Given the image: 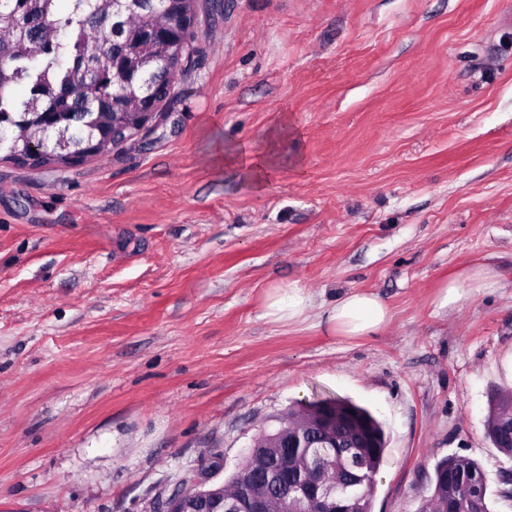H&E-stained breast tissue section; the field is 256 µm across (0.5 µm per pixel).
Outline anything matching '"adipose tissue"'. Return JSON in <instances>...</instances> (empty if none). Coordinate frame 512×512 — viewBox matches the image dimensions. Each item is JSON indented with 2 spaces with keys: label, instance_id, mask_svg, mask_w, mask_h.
I'll list each match as a JSON object with an SVG mask.
<instances>
[{
  "label": "adipose tissue",
  "instance_id": "ef3b65f1",
  "mask_svg": "<svg viewBox=\"0 0 512 512\" xmlns=\"http://www.w3.org/2000/svg\"><path fill=\"white\" fill-rule=\"evenodd\" d=\"M278 153L248 154L232 147L225 148L219 161L224 167L237 169L255 187H262L276 163ZM500 276L489 265L478 264L449 273L439 286L435 306L448 311L459 307L474 291L496 289ZM308 307V299L301 289L275 286L267 293L263 315L274 322L300 318ZM392 320L388 304L378 294L350 291L339 298L321 316L320 323L329 334L357 338L374 336L384 331Z\"/></svg>",
  "mask_w": 512,
  "mask_h": 512
}]
</instances>
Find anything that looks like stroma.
<instances>
[{"label":"stroma","mask_w":512,"mask_h":512,"mask_svg":"<svg viewBox=\"0 0 512 512\" xmlns=\"http://www.w3.org/2000/svg\"><path fill=\"white\" fill-rule=\"evenodd\" d=\"M197 5L154 130L75 167L0 159V512H145L326 397L383 425L372 512H416L451 455L512 512L486 436L512 391V0ZM283 115L263 189L211 163ZM475 264L502 288L437 313ZM276 283L304 318H263ZM352 290L384 332L317 327Z\"/></svg>","instance_id":"1"}]
</instances>
